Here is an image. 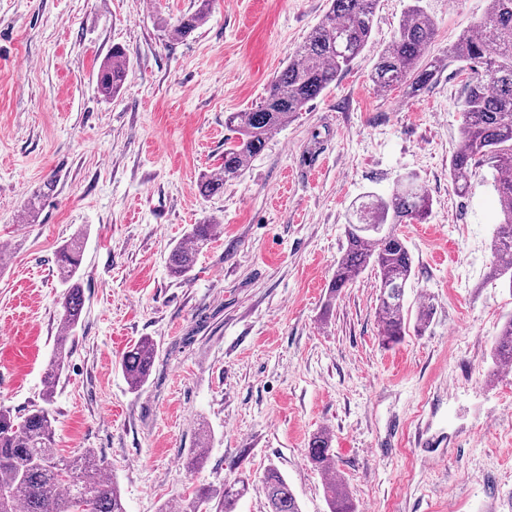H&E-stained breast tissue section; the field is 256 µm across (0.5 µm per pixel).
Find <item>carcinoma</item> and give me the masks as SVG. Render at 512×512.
Returning <instances> with one entry per match:
<instances>
[{
    "instance_id": "carcinoma-1",
    "label": "carcinoma",
    "mask_w": 512,
    "mask_h": 512,
    "mask_svg": "<svg viewBox=\"0 0 512 512\" xmlns=\"http://www.w3.org/2000/svg\"><path fill=\"white\" fill-rule=\"evenodd\" d=\"M377 0H329L323 19L294 51L288 64L270 83L263 102L246 112H232L225 125L232 136L224 140V161L201 176L199 194L210 197L224 184L241 176L249 161L264 148L266 140L286 125L309 102L323 94L340 74L349 69L367 45ZM212 0H199L198 8L181 15L173 26L183 38L207 19ZM476 33L466 32L449 49L453 61L468 72L466 93L459 105L460 142L450 157L448 176L463 194L485 167L492 169L502 220L492 240L494 275L512 288V0H487ZM436 34L433 18L420 0L407 10L394 40L372 67L376 89L404 85L416 93L437 74V64L423 63ZM128 69V56L119 45L112 47L97 74L99 93L110 98L118 93ZM431 209L428 190L409 176L385 197L368 194L345 225L346 248L337 261L330 281V295L353 283L367 268L378 272L377 315L382 343H399L405 336V290L414 275V259L393 229L397 224H421ZM382 226L376 236L365 226ZM214 236L209 222L193 224L184 241L169 255V272L177 278L192 271L198 255ZM82 257V242L72 240L57 251L58 276L66 286L61 315L62 336L57 352L46 369L45 401L66 359L68 333L79 323L83 293L75 281ZM155 361L151 340H138L121 359L122 372L137 390L147 381ZM494 364L512 365V318L495 338ZM51 413L40 407L16 421L8 410H0V512H126L116 482L104 476V468L93 451L72 456L56 452ZM331 438L316 434L308 448L309 462L327 474L325 482L330 512H356L340 474L330 469ZM261 483L269 512H301L287 480L275 467L267 468ZM250 489L244 476L220 489L202 485L188 499H180L178 512H235Z\"/></svg>"
}]
</instances>
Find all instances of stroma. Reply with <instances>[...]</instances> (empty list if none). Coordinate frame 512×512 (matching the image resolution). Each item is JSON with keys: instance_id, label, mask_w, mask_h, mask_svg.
I'll return each instance as SVG.
<instances>
[{"instance_id": "35a3bbf8", "label": "stroma", "mask_w": 512, "mask_h": 512, "mask_svg": "<svg viewBox=\"0 0 512 512\" xmlns=\"http://www.w3.org/2000/svg\"><path fill=\"white\" fill-rule=\"evenodd\" d=\"M410 4L378 0L353 67L205 199L197 182L222 162L227 115L260 105L328 0H215L184 38L172 26L196 0H0V407H48L57 448L94 450L127 512H162L243 473L237 512H269L271 465L301 512H329L307 458L322 430L358 512H512V370L493 361L512 315V288L491 275L501 213L490 170L461 196L448 177L467 81L448 49L486 0H422L436 79L414 95L376 90L372 66ZM116 45L129 66L107 99L96 74ZM408 176L432 208L396 228L415 272L407 333L385 347L376 271L334 300L328 285L354 207ZM206 220L213 242L188 278L172 277L171 249ZM77 237L84 305L48 402L55 257ZM143 337L156 357L134 390L120 360Z\"/></svg>"}]
</instances>
